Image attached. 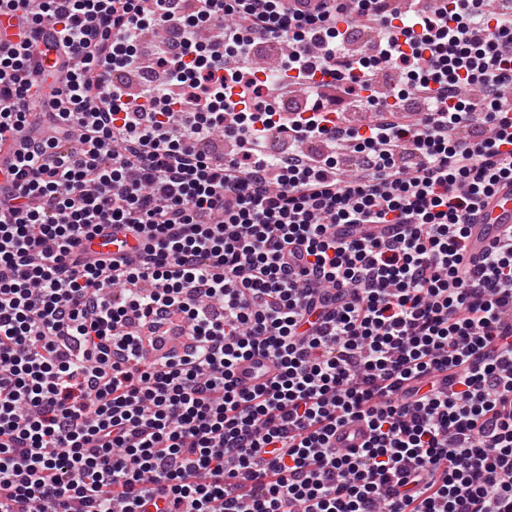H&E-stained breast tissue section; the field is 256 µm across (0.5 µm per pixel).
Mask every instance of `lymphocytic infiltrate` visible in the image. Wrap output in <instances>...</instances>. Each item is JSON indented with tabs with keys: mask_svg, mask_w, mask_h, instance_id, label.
Wrapping results in <instances>:
<instances>
[{
	"mask_svg": "<svg viewBox=\"0 0 512 512\" xmlns=\"http://www.w3.org/2000/svg\"><path fill=\"white\" fill-rule=\"evenodd\" d=\"M196 2L36 0L0 56V133L24 143L0 172V512H512V234L468 255L471 215L512 182V0H358L387 25L371 58L341 47L349 0ZM164 25L167 91L100 105L110 69L142 65L122 34ZM257 38L291 45L305 111L270 85L246 112L235 60ZM380 63L423 117L331 120ZM274 128L331 152L270 158ZM218 129L226 163L201 147ZM110 224L145 232L137 257L82 259ZM253 356L277 374L246 389ZM354 421L368 441L337 448Z\"/></svg>",
	"mask_w": 512,
	"mask_h": 512,
	"instance_id": "f902f5d3",
	"label": "lymphocytic infiltrate"
}]
</instances>
